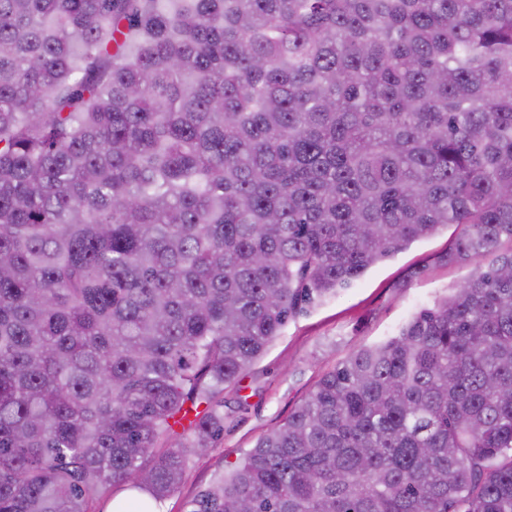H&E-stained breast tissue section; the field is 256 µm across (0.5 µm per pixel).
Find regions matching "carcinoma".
Returning <instances> with one entry per match:
<instances>
[{
  "label": "carcinoma",
  "mask_w": 512,
  "mask_h": 512,
  "mask_svg": "<svg viewBox=\"0 0 512 512\" xmlns=\"http://www.w3.org/2000/svg\"><path fill=\"white\" fill-rule=\"evenodd\" d=\"M448 224L512 240V0H0V512L151 507L302 304ZM191 512H512V252ZM129 484L118 482L112 486V491L95 499L90 505L91 512H111L113 503L128 501L131 495Z\"/></svg>",
  "instance_id": "obj_1"
}]
</instances>
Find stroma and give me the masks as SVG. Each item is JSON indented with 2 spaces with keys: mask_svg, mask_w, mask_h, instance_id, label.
<instances>
[{
  "mask_svg": "<svg viewBox=\"0 0 512 512\" xmlns=\"http://www.w3.org/2000/svg\"><path fill=\"white\" fill-rule=\"evenodd\" d=\"M460 232L452 224L413 242L289 320L239 384L225 388L224 430L208 452L189 456L182 483L160 502L164 512H187L230 463L308 399L324 374L360 347L393 336L436 296L465 282L473 263L447 260Z\"/></svg>",
  "mask_w": 512,
  "mask_h": 512,
  "instance_id": "1",
  "label": "stroma"
}]
</instances>
